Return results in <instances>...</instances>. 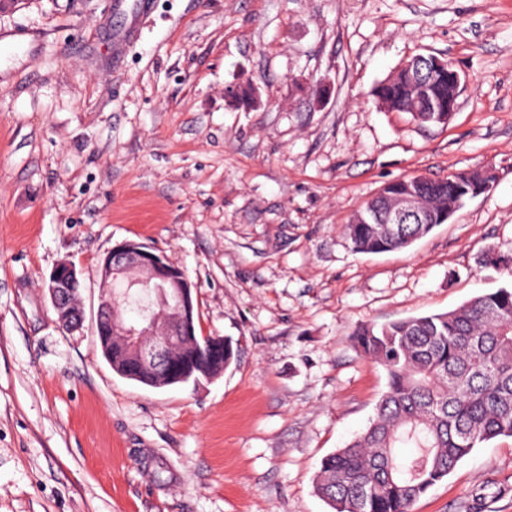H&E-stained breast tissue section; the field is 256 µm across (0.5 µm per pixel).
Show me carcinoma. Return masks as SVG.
Wrapping results in <instances>:
<instances>
[{"mask_svg":"<svg viewBox=\"0 0 512 512\" xmlns=\"http://www.w3.org/2000/svg\"><path fill=\"white\" fill-rule=\"evenodd\" d=\"M448 73L424 86L401 65L374 96L388 112H406L422 124L446 125L452 112H416L423 101L454 99ZM481 172L461 171L435 180L415 175L382 186L359 216L383 211L390 196L419 192L422 224L346 225L361 253L402 250L448 222V198L463 203L481 184ZM355 347L384 367L386 390L370 425L344 448L325 456L314 493L333 512H412L413 504L442 481L478 444L512 437V288L478 295L443 313L410 317L352 332ZM400 448L416 453L401 459Z\"/></svg>","mask_w":512,"mask_h":512,"instance_id":"obj_1","label":"carcinoma"}]
</instances>
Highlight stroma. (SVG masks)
I'll return each mask as SVG.
<instances>
[{"label":"stroma","instance_id":"1","mask_svg":"<svg viewBox=\"0 0 512 512\" xmlns=\"http://www.w3.org/2000/svg\"><path fill=\"white\" fill-rule=\"evenodd\" d=\"M125 22L114 0H0V512H331L320 461L387 383L353 330L512 285L481 264L512 256V0H154L114 46ZM417 54L466 77L447 126L374 96ZM248 80L250 108L226 94ZM486 168L491 190L411 247L353 251L384 184ZM124 241L185 271L198 335L238 348L220 377L112 371L98 267ZM63 261L73 331L44 287ZM413 512H512V437Z\"/></svg>","mask_w":512,"mask_h":512}]
</instances>
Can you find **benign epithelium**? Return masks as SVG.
<instances>
[{
	"mask_svg": "<svg viewBox=\"0 0 512 512\" xmlns=\"http://www.w3.org/2000/svg\"><path fill=\"white\" fill-rule=\"evenodd\" d=\"M421 206L410 189L396 194L387 211L379 217L381 224H410L420 219ZM80 285L75 265L59 263L46 283L58 324L66 330L79 327L82 313L70 301L72 290ZM99 287L102 301L98 310L97 333L100 343L112 352L117 345L126 359L125 369H146L167 384L173 377L166 371L173 352L183 360L195 358L199 347L189 345L195 333L193 285L185 272L147 245L125 241L112 248L99 264ZM120 287L131 294L148 298L144 314L137 323L124 318L112 304V289Z\"/></svg>",
	"mask_w": 512,
	"mask_h": 512,
	"instance_id": "obj_1",
	"label": "benign epithelium"
}]
</instances>
